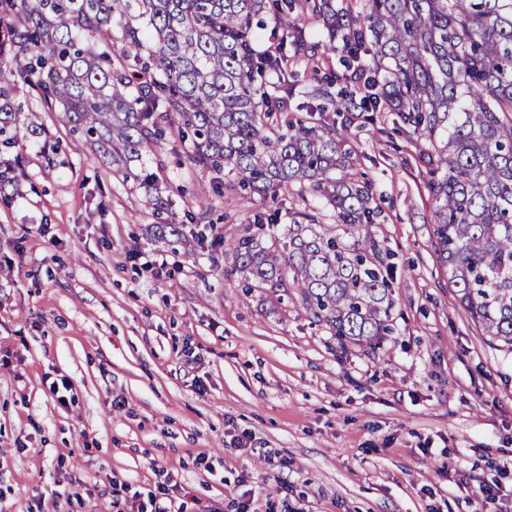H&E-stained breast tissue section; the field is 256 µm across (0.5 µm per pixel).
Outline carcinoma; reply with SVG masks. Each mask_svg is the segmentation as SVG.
Masks as SVG:
<instances>
[{
	"instance_id": "1",
	"label": "carcinoma",
	"mask_w": 512,
	"mask_h": 512,
	"mask_svg": "<svg viewBox=\"0 0 512 512\" xmlns=\"http://www.w3.org/2000/svg\"><path fill=\"white\" fill-rule=\"evenodd\" d=\"M312 23L327 42L309 41ZM336 52L342 69L320 67ZM298 63L304 87L288 81ZM21 85L136 182L161 236L181 232L148 168L160 141H189L242 191L323 201L289 208L282 242L255 214L224 252L249 287L295 291L342 348L387 340L395 299L373 184L336 117L395 113L427 156L440 266L512 353V0H366L362 16L335 0H0V151L40 141L47 158Z\"/></svg>"
}]
</instances>
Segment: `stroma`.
Listing matches in <instances>:
<instances>
[{"label":"stroma","mask_w":512,"mask_h":512,"mask_svg":"<svg viewBox=\"0 0 512 512\" xmlns=\"http://www.w3.org/2000/svg\"><path fill=\"white\" fill-rule=\"evenodd\" d=\"M59 149L0 202V512H137L165 478L184 512H512V354L459 305L431 242L425 166L394 114L348 144L382 209L395 332L340 349L288 293L232 285L221 240L257 211L215 195L185 145L152 160L185 240L147 236L144 193L42 114ZM207 203L205 229L184 223ZM167 258L164 269L145 260ZM76 403L57 404L53 380ZM249 434L245 450L227 442ZM77 482L80 498L56 497ZM498 494L488 503L482 490Z\"/></svg>","instance_id":"obj_1"}]
</instances>
